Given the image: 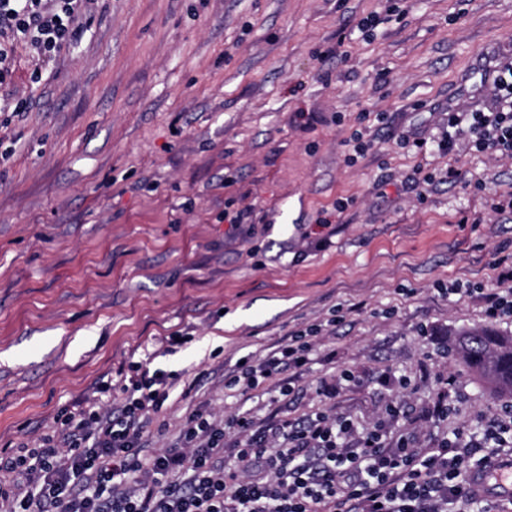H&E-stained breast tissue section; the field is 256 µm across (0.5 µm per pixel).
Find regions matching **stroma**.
I'll return each instance as SVG.
<instances>
[{"label": "stroma", "mask_w": 512, "mask_h": 512, "mask_svg": "<svg viewBox=\"0 0 512 512\" xmlns=\"http://www.w3.org/2000/svg\"><path fill=\"white\" fill-rule=\"evenodd\" d=\"M396 3L98 0L48 63L17 45L0 82V447L188 326L194 340L156 361L190 387L165 404L156 450L201 401L234 413L232 360L313 326L292 415L362 430L394 402L402 430L437 439L503 412L448 335L488 325L492 266L512 262V211L493 208L512 159L436 141L449 100L493 107L460 85L512 54V0ZM335 371L355 380L328 398ZM443 394L447 416L419 419Z\"/></svg>", "instance_id": "stroma-1"}]
</instances>
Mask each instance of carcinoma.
I'll return each mask as SVG.
<instances>
[{"instance_id": "cac0c4a2", "label": "carcinoma", "mask_w": 512, "mask_h": 512, "mask_svg": "<svg viewBox=\"0 0 512 512\" xmlns=\"http://www.w3.org/2000/svg\"><path fill=\"white\" fill-rule=\"evenodd\" d=\"M448 353L461 356L469 371L495 395L512 398V334L457 330L448 339Z\"/></svg>"}]
</instances>
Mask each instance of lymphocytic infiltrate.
I'll return each instance as SVG.
<instances>
[{
    "label": "lymphocytic infiltrate",
    "instance_id": "obj_1",
    "mask_svg": "<svg viewBox=\"0 0 512 512\" xmlns=\"http://www.w3.org/2000/svg\"><path fill=\"white\" fill-rule=\"evenodd\" d=\"M95 2L0 0V79L17 43L48 60ZM492 87L494 109L449 113L440 151L452 153L465 134L471 150L512 158V58L496 65ZM192 339L182 332L146 343L141 360L101 375L92 396L58 412L37 443L0 448V512H452L479 502L470 472L512 447V419L421 448L406 435L386 444L388 425L400 419L394 404L360 437L346 417L290 416L299 391L282 374L309 363L306 332L245 357L225 378L240 395L269 396L266 426L247 410L218 419L201 402L175 447L150 450L148 428H165L160 412L180 379L155 361Z\"/></svg>",
    "mask_w": 512,
    "mask_h": 512
}]
</instances>
